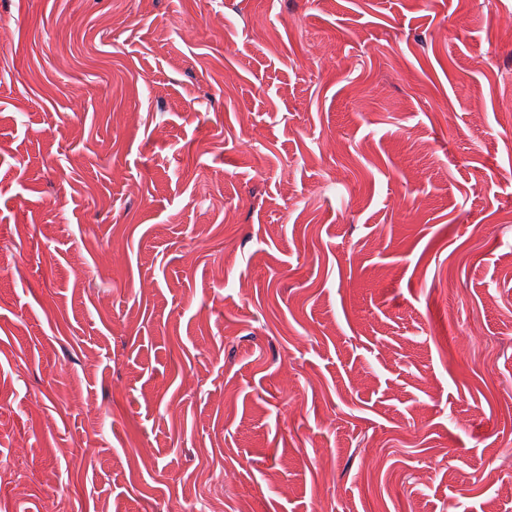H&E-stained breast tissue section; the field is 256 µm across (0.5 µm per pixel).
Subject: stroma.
<instances>
[{
  "instance_id": "stroma-1",
  "label": "stroma",
  "mask_w": 512,
  "mask_h": 512,
  "mask_svg": "<svg viewBox=\"0 0 512 512\" xmlns=\"http://www.w3.org/2000/svg\"><path fill=\"white\" fill-rule=\"evenodd\" d=\"M511 28L0 0V512H512Z\"/></svg>"
}]
</instances>
